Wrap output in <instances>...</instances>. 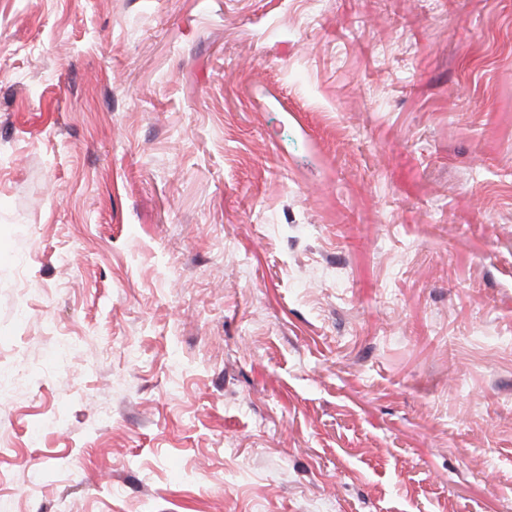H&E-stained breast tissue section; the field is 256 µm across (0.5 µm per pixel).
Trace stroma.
I'll return each instance as SVG.
<instances>
[{"instance_id":"obj_1","label":"stroma","mask_w":512,"mask_h":512,"mask_svg":"<svg viewBox=\"0 0 512 512\" xmlns=\"http://www.w3.org/2000/svg\"><path fill=\"white\" fill-rule=\"evenodd\" d=\"M0 512H512V0H0Z\"/></svg>"}]
</instances>
